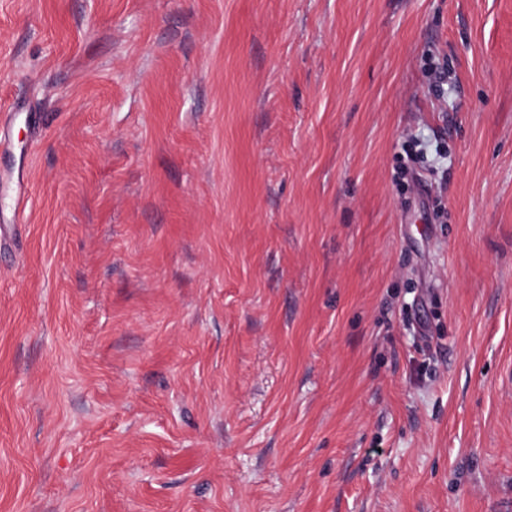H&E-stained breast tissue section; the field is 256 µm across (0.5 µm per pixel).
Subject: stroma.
<instances>
[{
	"instance_id": "obj_1",
	"label": "stroma",
	"mask_w": 512,
	"mask_h": 512,
	"mask_svg": "<svg viewBox=\"0 0 512 512\" xmlns=\"http://www.w3.org/2000/svg\"><path fill=\"white\" fill-rule=\"evenodd\" d=\"M0 512H512V0H0Z\"/></svg>"
}]
</instances>
